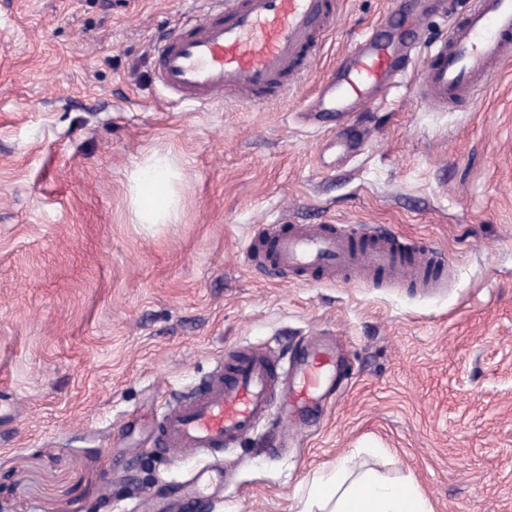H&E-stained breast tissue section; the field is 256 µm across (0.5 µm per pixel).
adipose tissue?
I'll use <instances>...</instances> for the list:
<instances>
[{
  "instance_id": "adipose-tissue-1",
  "label": "adipose tissue",
  "mask_w": 512,
  "mask_h": 512,
  "mask_svg": "<svg viewBox=\"0 0 512 512\" xmlns=\"http://www.w3.org/2000/svg\"><path fill=\"white\" fill-rule=\"evenodd\" d=\"M175 159L154 155L129 176V204L137 223L172 224L178 217L173 186ZM296 512H431L423 495L406 482L393 483L346 454L307 483Z\"/></svg>"
}]
</instances>
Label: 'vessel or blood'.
I'll return each mask as SVG.
<instances>
[{
	"label": "vessel or blood",
	"instance_id": "obj_1",
	"mask_svg": "<svg viewBox=\"0 0 512 512\" xmlns=\"http://www.w3.org/2000/svg\"><path fill=\"white\" fill-rule=\"evenodd\" d=\"M208 6L170 31L156 50L158 82L178 101L231 99L268 103L297 89L336 13L337 0H207ZM417 0H397L390 18L364 35L346 60L320 82L306 110L313 125L375 105L424 57L416 96L430 108L470 100L512 61V0H470L438 40L423 42ZM281 276L346 281L368 272L417 288L440 287L448 272L434 244L384 230L357 239L334 224H279L259 240ZM341 375L336 347L307 342L283 360L263 349L226 352L202 387L155 418V439L171 457L213 456L255 434L271 411L301 428L319 401L335 398ZM223 468L208 464L172 499L146 502L147 512H177L201 503L203 489L221 492Z\"/></svg>",
	"mask_w": 512,
	"mask_h": 512
}]
</instances>
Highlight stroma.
Listing matches in <instances>:
<instances>
[{"mask_svg": "<svg viewBox=\"0 0 512 512\" xmlns=\"http://www.w3.org/2000/svg\"><path fill=\"white\" fill-rule=\"evenodd\" d=\"M198 0H0V512H124L199 458L151 422L231 349L347 347L349 390L282 446L225 449L206 512H294L344 454L413 480L433 512H512V62L435 112L412 82L355 153L297 111L395 0H340L299 88L270 104L171 105L154 39ZM180 164L178 221L138 224L127 175ZM392 227L449 259L444 287L299 283L248 248L274 224Z\"/></svg>", "mask_w": 512, "mask_h": 512, "instance_id": "1", "label": "stroma"}]
</instances>
